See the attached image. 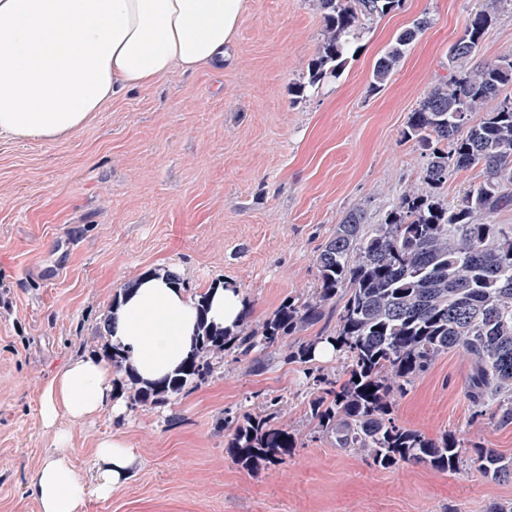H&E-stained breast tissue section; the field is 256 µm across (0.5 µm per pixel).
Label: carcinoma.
<instances>
[{
    "label": "carcinoma",
    "instance_id": "carcinoma-1",
    "mask_svg": "<svg viewBox=\"0 0 512 512\" xmlns=\"http://www.w3.org/2000/svg\"><path fill=\"white\" fill-rule=\"evenodd\" d=\"M325 34L309 64L307 86L317 88L343 72L352 40L365 19L400 9L403 0H320ZM491 0L466 20L448 50V76L410 114L403 131L426 158L423 180L430 192L405 190L378 224L360 211L348 213L322 245L315 262L318 286L305 299L286 298L275 313L252 327L242 311L229 332L205 319L208 291L195 292L200 312L197 347L179 375L152 387L132 382L130 408L170 405L190 388L209 382L224 359L278 354L308 364L316 347L330 343L346 364L341 382L312 370L313 392L306 417L314 432L339 448L363 455L381 469L401 462L422 463L448 472L463 460L454 435L425 436L391 417V401L442 354L462 351L472 361L468 397L474 414L512 425V225L490 216L512 207V58L467 66L495 17ZM418 19L376 61L372 89L383 87L418 33ZM481 168V178L458 203L443 202L438 189L460 170ZM110 317L98 336L117 372L126 370L124 350L111 342ZM328 333L302 342L289 338L319 323ZM280 397L266 396L259 412L235 421L223 418L224 448L251 469L286 460L296 435L279 422ZM484 476L512 483V457L474 447Z\"/></svg>",
    "mask_w": 512,
    "mask_h": 512
}]
</instances>
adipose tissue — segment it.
<instances>
[{
	"label": "adipose tissue",
	"instance_id": "adipose-tissue-1",
	"mask_svg": "<svg viewBox=\"0 0 512 512\" xmlns=\"http://www.w3.org/2000/svg\"><path fill=\"white\" fill-rule=\"evenodd\" d=\"M248 0H0V138L53 142L79 133L121 90L145 87L174 68L222 67ZM244 307L239 288L216 285L207 312L162 271L141 275L121 297L112 341L141 386L176 377L195 349L200 317L233 328ZM114 370L95 356L74 358L46 383L42 426L55 446L30 481L39 512H82L89 498H111L136 453L120 435L100 439L94 475L77 466L59 419L120 414Z\"/></svg>",
	"mask_w": 512,
	"mask_h": 512
}]
</instances>
